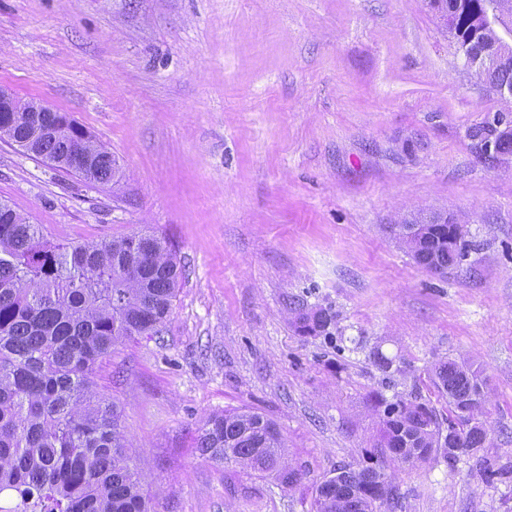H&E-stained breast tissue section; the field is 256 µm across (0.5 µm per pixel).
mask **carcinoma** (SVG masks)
<instances>
[{
    "mask_svg": "<svg viewBox=\"0 0 512 512\" xmlns=\"http://www.w3.org/2000/svg\"><path fill=\"white\" fill-rule=\"evenodd\" d=\"M512 18V0H424L448 12V38L473 76L512 91V47L501 52L503 31L489 23L485 3ZM3 112L10 142L58 169L108 186L112 153L65 112ZM495 154H512V129L495 136ZM464 217L400 218L391 231L424 267L458 268L471 245L457 237ZM180 280L166 239L133 231L112 240L78 244L50 241L29 218L0 201V495L14 500L0 512H154L143 488V464L129 443L121 412L94 380L102 360L140 336L156 334L168 316ZM302 335H330L331 310L293 309ZM434 384L448 396L442 433L434 408L420 401L373 394L380 431L369 463L345 466L320 483L313 512H388L399 499L379 458L401 464L442 453L453 468L464 449L485 447L488 396L478 370L465 360L435 366ZM200 455L217 464L274 473L292 486L300 473L288 461L276 425L251 411H226L204 421ZM481 481L501 476L478 460Z\"/></svg>",
    "mask_w": 512,
    "mask_h": 512,
    "instance_id": "cac0c4a2",
    "label": "carcinoma"
}]
</instances>
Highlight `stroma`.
Returning a JSON list of instances; mask_svg holds the SVG:
<instances>
[{
  "mask_svg": "<svg viewBox=\"0 0 512 512\" xmlns=\"http://www.w3.org/2000/svg\"><path fill=\"white\" fill-rule=\"evenodd\" d=\"M0 87L69 113L119 168L102 188L0 141V200L62 244L148 229L177 257L161 333L96 372L156 512H311L372 451L373 392L447 418L448 359L480 370L484 454L512 467V156L472 135L512 102L420 0H0ZM432 211L469 219L444 274L389 229ZM298 301L337 313L334 336L298 335ZM236 409L276 424L297 484L200 456L205 419ZM475 465L388 464L393 512H512V476Z\"/></svg>",
  "mask_w": 512,
  "mask_h": 512,
  "instance_id": "35a3bbf8",
  "label": "stroma"
}]
</instances>
